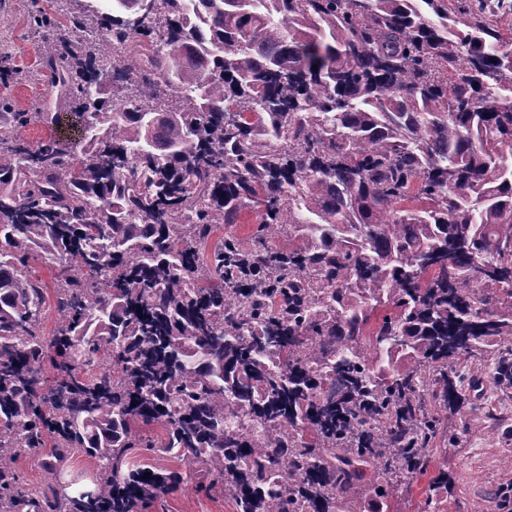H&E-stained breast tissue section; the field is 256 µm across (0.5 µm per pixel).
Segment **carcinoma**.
<instances>
[{"label":"carcinoma","mask_w":512,"mask_h":512,"mask_svg":"<svg viewBox=\"0 0 512 512\" xmlns=\"http://www.w3.org/2000/svg\"><path fill=\"white\" fill-rule=\"evenodd\" d=\"M60 2L0 68L95 127L65 152L0 99V512H145L184 481L145 447L232 512H361L377 475L392 508L465 408L448 364L512 385V3ZM52 460V458L38 452L23 451L19 456L17 466L27 482L41 484L51 472L46 462Z\"/></svg>","instance_id":"1"}]
</instances>
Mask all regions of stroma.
Returning <instances> with one entry per match:
<instances>
[{
    "mask_svg": "<svg viewBox=\"0 0 512 512\" xmlns=\"http://www.w3.org/2000/svg\"><path fill=\"white\" fill-rule=\"evenodd\" d=\"M31 0H0V39L6 57L21 68L37 64V40L26 27ZM457 372L469 387L466 398L473 408L466 431H459V417H448L449 429L458 430L453 441H438V467L447 468L450 479L448 512H508L500 490L512 484L505 454L512 451V387L499 384L493 365L482 359L465 362ZM197 475L171 491L163 512H231L218 495L197 493Z\"/></svg>",
    "mask_w": 512,
    "mask_h": 512,
    "instance_id": "obj_1",
    "label": "stroma"
}]
</instances>
